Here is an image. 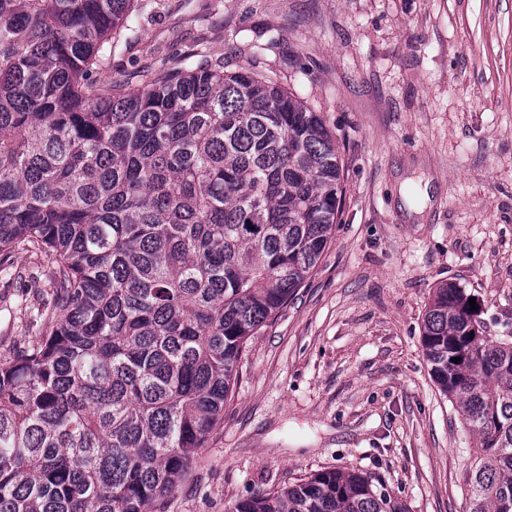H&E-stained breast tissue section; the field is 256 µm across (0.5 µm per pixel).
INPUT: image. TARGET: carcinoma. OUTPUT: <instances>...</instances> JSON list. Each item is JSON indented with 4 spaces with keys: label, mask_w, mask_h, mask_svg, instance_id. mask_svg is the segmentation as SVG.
I'll return each instance as SVG.
<instances>
[{
    "label": "carcinoma",
    "mask_w": 512,
    "mask_h": 512,
    "mask_svg": "<svg viewBox=\"0 0 512 512\" xmlns=\"http://www.w3.org/2000/svg\"><path fill=\"white\" fill-rule=\"evenodd\" d=\"M136 9L0 0V268L31 246L54 295L49 337L0 361V512H148L170 494L342 207L324 119L261 71L199 52L100 79ZM469 298L435 288L422 346L473 436L466 512H512V340L475 330ZM228 512L401 508L328 470Z\"/></svg>",
    "instance_id": "1"
}]
</instances>
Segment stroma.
<instances>
[{"label": "stroma", "mask_w": 512, "mask_h": 512, "mask_svg": "<svg viewBox=\"0 0 512 512\" xmlns=\"http://www.w3.org/2000/svg\"><path fill=\"white\" fill-rule=\"evenodd\" d=\"M113 79L197 50L275 72L320 112L345 169L333 238L247 345L224 414L150 512H227L325 469L403 512H465L473 441L422 347L432 291L512 337V0H141ZM0 272V360L49 326L39 251Z\"/></svg>", "instance_id": "obj_1"}]
</instances>
